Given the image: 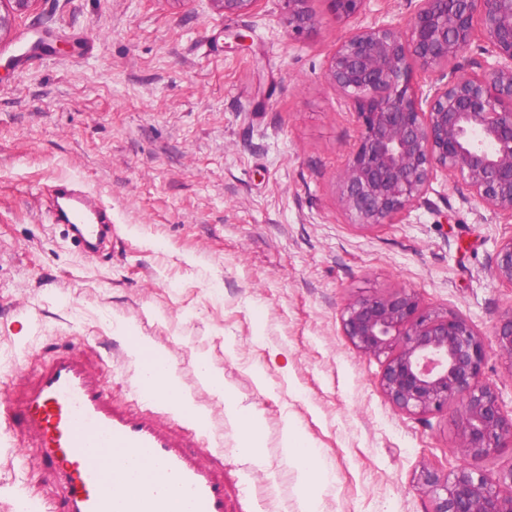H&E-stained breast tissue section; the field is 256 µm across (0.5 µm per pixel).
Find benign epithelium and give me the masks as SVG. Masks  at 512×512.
Here are the masks:
<instances>
[{"mask_svg": "<svg viewBox=\"0 0 512 512\" xmlns=\"http://www.w3.org/2000/svg\"><path fill=\"white\" fill-rule=\"evenodd\" d=\"M0 32L34 0H0ZM226 16L259 0H213ZM288 28L311 34L321 24L310 0H285ZM344 33L324 78L351 106L356 147L338 175L351 223L394 224L441 178L463 184L503 224L512 223V0H415L406 25L382 14L360 20L367 0H323ZM478 45L474 69L457 61ZM493 276L512 288V236L501 241ZM343 335L361 353L385 356L380 386L400 411L423 415L454 404L463 451L473 458L512 447V416L483 382L485 333L465 316L422 305L409 288L360 298L342 317ZM512 361V309L491 327ZM421 484L432 512H512V468L498 476L459 467Z\"/></svg>", "mask_w": 512, "mask_h": 512, "instance_id": "1", "label": "benign epithelium"}]
</instances>
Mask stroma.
<instances>
[{
    "instance_id": "obj_1",
    "label": "stroma",
    "mask_w": 512,
    "mask_h": 512,
    "mask_svg": "<svg viewBox=\"0 0 512 512\" xmlns=\"http://www.w3.org/2000/svg\"><path fill=\"white\" fill-rule=\"evenodd\" d=\"M243 35L236 43L235 35ZM333 23L288 29L285 0L227 17L213 0H34L0 37V389L20 399L39 369L77 354L109 400L149 408L124 369L136 336L170 358L224 451L228 512H431L422 469L496 475L512 454L467 460L456 409H396L383 359L341 316L359 297L411 288L483 332L512 307L492 275L512 226L438 180L398 223L352 224L337 176L357 141L326 82ZM70 179L112 207L116 248L89 257L44 213ZM218 369L258 412L260 462L204 382ZM268 383L260 388L256 371ZM483 378L512 412V362L489 346ZM304 431L327 471L300 482L282 446ZM28 437L0 426V512L53 497Z\"/></svg>"
}]
</instances>
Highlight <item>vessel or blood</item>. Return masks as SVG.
<instances>
[{
    "label": "vessel or blood",
    "mask_w": 512,
    "mask_h": 512,
    "mask_svg": "<svg viewBox=\"0 0 512 512\" xmlns=\"http://www.w3.org/2000/svg\"><path fill=\"white\" fill-rule=\"evenodd\" d=\"M48 216L87 254L110 253L112 208L97 192L58 181ZM5 423L33 438L47 479L57 485L54 512H172L173 486L185 512H226L224 480L208 463V449L188 450L161 415L111 405L73 354L56 356L39 372L22 406L6 410Z\"/></svg>",
    "instance_id": "obj_1"
}]
</instances>
